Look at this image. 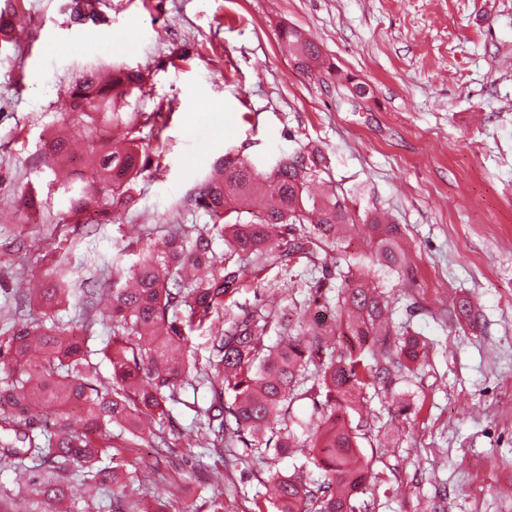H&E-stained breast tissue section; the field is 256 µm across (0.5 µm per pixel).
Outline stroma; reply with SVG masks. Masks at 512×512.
Returning a JSON list of instances; mask_svg holds the SVG:
<instances>
[{
  "instance_id": "35a3bbf8",
  "label": "stroma",
  "mask_w": 512,
  "mask_h": 512,
  "mask_svg": "<svg viewBox=\"0 0 512 512\" xmlns=\"http://www.w3.org/2000/svg\"><path fill=\"white\" fill-rule=\"evenodd\" d=\"M71 0H0L15 39L0 41V339L15 319L42 320L27 290L65 264L74 287L107 293L163 250L174 225L208 223L196 198L226 152L266 172L318 147L320 178L344 196L355 227L341 254L367 252V214L401 229L413 283L377 273L394 321L431 348L401 383L412 407L396 421L391 397L372 395L385 484L368 512H512V0H97L78 24ZM314 39L324 64L297 72L278 30ZM111 53H103V45ZM144 77L130 111L151 166L131 202L72 220L51 183L92 162L87 118L65 114L58 90L87 69ZM367 85L363 97L351 82ZM69 142L51 161L42 149ZM36 189L43 208L23 207ZM331 280L306 259L263 261L224 298L223 316L257 311L266 343L329 324L316 301ZM468 298L475 326L455 312ZM207 385L153 422L181 460L177 512H253L270 476L307 468V453L236 449L235 471L185 440ZM130 487L159 494L154 449L126 453ZM24 470H0V512H50L29 499Z\"/></svg>"
}]
</instances>
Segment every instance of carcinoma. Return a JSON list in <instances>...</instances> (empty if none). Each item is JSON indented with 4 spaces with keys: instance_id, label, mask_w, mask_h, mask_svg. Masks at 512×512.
Wrapping results in <instances>:
<instances>
[{
    "instance_id": "carcinoma-1",
    "label": "carcinoma",
    "mask_w": 512,
    "mask_h": 512,
    "mask_svg": "<svg viewBox=\"0 0 512 512\" xmlns=\"http://www.w3.org/2000/svg\"><path fill=\"white\" fill-rule=\"evenodd\" d=\"M279 40L294 68L311 74L321 63L318 45L299 30L284 26ZM80 76L65 87L68 111L89 119L96 142L104 148L90 174L79 173L60 188L68 212L107 196L114 204L132 199L130 190L145 172L139 162L137 127H126L121 141L110 130L123 123L128 97L143 82L133 70L115 69L104 83ZM318 149L283 159L260 173L236 154L224 156L222 177H211L196 198L212 221L211 228L176 227L166 249L131 272L128 282L106 298L85 293L88 308L101 309L112 323V336L101 349L88 346L92 320L74 324L23 321L0 340V364L8 367L0 384V467H21L27 460L42 470L29 479L30 494L47 504L69 499L67 475L81 469L85 483L99 490L129 476L124 450L115 437L150 448L164 437L144 432L140 423L169 413L195 369L216 396L197 411V431L217 453L237 444L250 450L285 453L306 443L309 458L321 470L313 485L299 473L274 476L264 494L275 512H359V498L370 482H383L373 458L361 451L367 430L353 425L366 390H395L419 363L426 342L394 325L388 301L370 279L375 265L403 279L410 274L397 227L382 213L368 217L370 255L350 256L336 270L338 292L333 324L319 327L307 339L290 337L276 345L265 342L266 321L245 313L224 321V296L233 294L251 260L297 256L315 259L325 272L336 265L333 253L352 223L345 201L333 190L309 191L317 175ZM224 239V255L209 261L215 236ZM50 288H41L37 303L58 310L73 289L67 275L56 272ZM207 329L213 337L209 367L201 369L189 354L188 337ZM103 355L112 367L110 388L97 386L91 361ZM317 379L311 386L309 366ZM324 401H319V396ZM308 399L320 411L321 426L300 440L287 425L294 404ZM77 407L84 424L76 429L69 410ZM119 432L112 433V428ZM168 497L150 504L113 492V512H168L180 498L178 478L159 475Z\"/></svg>"
}]
</instances>
